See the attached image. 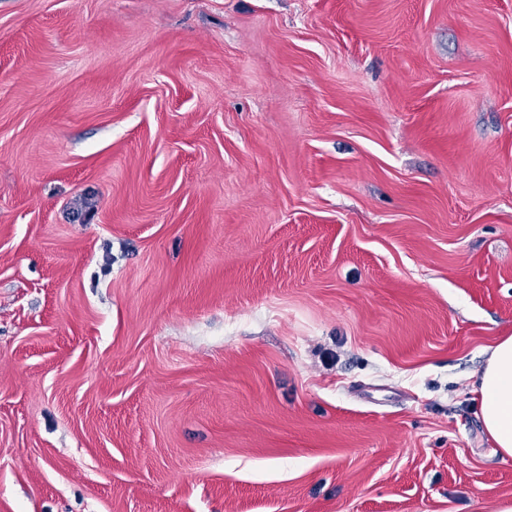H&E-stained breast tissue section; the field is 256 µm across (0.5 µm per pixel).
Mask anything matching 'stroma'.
Returning a JSON list of instances; mask_svg holds the SVG:
<instances>
[{
  "mask_svg": "<svg viewBox=\"0 0 512 512\" xmlns=\"http://www.w3.org/2000/svg\"><path fill=\"white\" fill-rule=\"evenodd\" d=\"M512 0H0V512H493Z\"/></svg>",
  "mask_w": 512,
  "mask_h": 512,
  "instance_id": "obj_1",
  "label": "stroma"
}]
</instances>
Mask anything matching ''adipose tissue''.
Segmentation results:
<instances>
[{"mask_svg":"<svg viewBox=\"0 0 512 512\" xmlns=\"http://www.w3.org/2000/svg\"><path fill=\"white\" fill-rule=\"evenodd\" d=\"M475 391L486 434L503 456L512 457V335L491 347Z\"/></svg>","mask_w":512,"mask_h":512,"instance_id":"1","label":"adipose tissue"}]
</instances>
